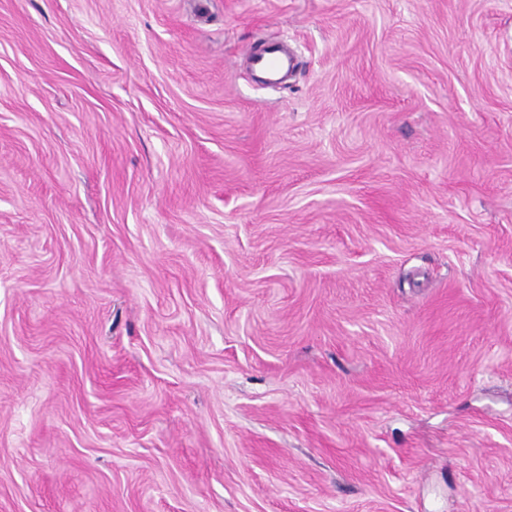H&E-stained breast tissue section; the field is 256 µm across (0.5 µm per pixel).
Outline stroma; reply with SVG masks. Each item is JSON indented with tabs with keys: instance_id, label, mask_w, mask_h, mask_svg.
Returning <instances> with one entry per match:
<instances>
[{
	"instance_id": "obj_1",
	"label": "stroma",
	"mask_w": 512,
	"mask_h": 512,
	"mask_svg": "<svg viewBox=\"0 0 512 512\" xmlns=\"http://www.w3.org/2000/svg\"><path fill=\"white\" fill-rule=\"evenodd\" d=\"M0 512H512V0H0ZM245 54L254 71L271 84L283 80L298 65L295 55L280 44H270L261 50L251 46Z\"/></svg>"
}]
</instances>
